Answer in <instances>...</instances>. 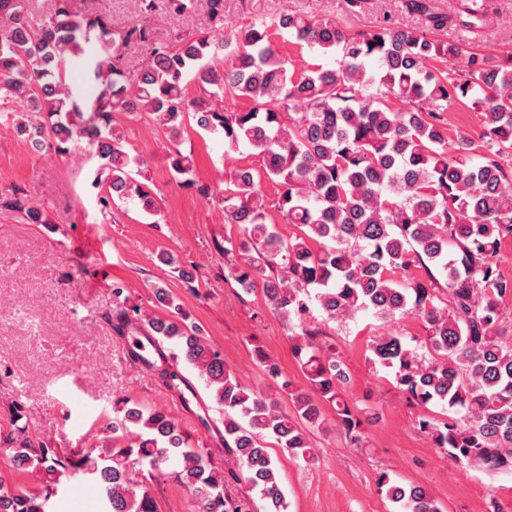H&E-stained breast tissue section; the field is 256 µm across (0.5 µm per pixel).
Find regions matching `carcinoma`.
Returning a JSON list of instances; mask_svg holds the SVG:
<instances>
[{
    "label": "carcinoma",
    "instance_id": "obj_1",
    "mask_svg": "<svg viewBox=\"0 0 512 512\" xmlns=\"http://www.w3.org/2000/svg\"><path fill=\"white\" fill-rule=\"evenodd\" d=\"M139 2L142 19L114 29L104 15H75L68 0H56L51 17L37 26L23 0H0V100L17 104L0 119L40 151L67 155L85 144L99 160L92 186L105 218L117 199L135 201L151 216L160 212L146 160L128 147L116 115L163 130L172 177L208 199L218 196L224 223L239 229L238 237H224V253L237 257L229 276L247 292L261 290L268 307L299 329L289 341L307 387L279 381V365L257 350L265 375L294 409L280 411L277 397L245 385L225 367L220 353L186 323L181 305L159 288L156 300L168 317L120 307L113 330L121 336L142 330L128 359L188 409L195 389L166 355V348H180L224 407L219 443L238 471L206 467L174 416L122 400L113 403L116 444L98 457L64 458L18 425L25 416L19 405L0 443L13 451L17 469L43 473V487L19 493L0 479V512H49L69 469L89 476L106 512H157L151 490L136 476L165 468L193 490L197 512H245L244 503L225 492L231 479L259 492L262 512H286L267 439L290 457L309 460L310 435L327 424L328 404L352 446L367 442L362 409L345 399L346 365L335 345L320 340L313 305L332 321L359 313L382 321L418 316L426 329L421 343L412 346L396 332L377 336L368 345L369 361L391 370L409 401L448 411L441 424L422 419L420 426L458 466L512 471V337H505L500 312L512 299V278L498 266L502 244L512 239V167L503 163L512 159V56L496 59L469 41L431 37L448 26L480 30L486 0H467L452 16L435 12L432 0H406L410 11L425 17L422 31L352 32L331 18L283 14L253 20L230 37L224 0H166L173 16L203 6L211 22L207 32L168 43L153 41L146 23L155 0ZM274 31L337 56L339 68L289 71L271 39ZM83 42L96 44L90 72L98 94L91 101L75 97L64 79L66 56ZM139 43L151 44L150 57L130 68L126 49ZM461 60L465 70L451 68ZM192 82L196 95L188 92ZM227 98L248 105L229 110ZM468 98L484 112L482 130L450 145L442 113ZM188 123L223 132L232 150L258 151L264 174L281 186L275 209L300 233L279 234L260 175L249 166L233 170L217 192L199 183L191 156L179 149ZM0 207L28 224L49 223L18 187L0 191ZM158 259L193 280L172 253L161 251ZM146 340L153 343L149 352ZM377 489L395 512H440L421 486L383 473Z\"/></svg>",
    "mask_w": 512,
    "mask_h": 512
}]
</instances>
